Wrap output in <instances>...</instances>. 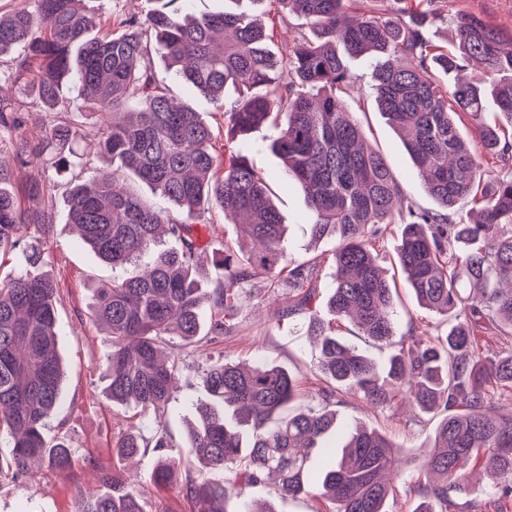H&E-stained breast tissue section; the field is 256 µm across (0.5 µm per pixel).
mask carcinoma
<instances>
[{
  "mask_svg": "<svg viewBox=\"0 0 512 512\" xmlns=\"http://www.w3.org/2000/svg\"><path fill=\"white\" fill-rule=\"evenodd\" d=\"M81 0H28L0 15V145L16 164H50L72 171L67 195L70 223L102 261L132 273L96 290L90 319L112 339L105 367L112 402L161 418L180 370L173 337L190 343L201 335L200 308L213 301L210 336L232 330L230 320L253 298L254 277L272 273L285 255L279 212L265 178L233 143L271 130L268 148L299 183L311 213V235L332 236L336 249L328 317L312 307L320 261L288 270L282 312H308V332L320 343L319 390L324 407H288L296 386L279 365L239 366L224 361L203 373L205 398L186 450L203 468H228L231 486L160 458L155 486H173L196 512H226L229 489L241 495L269 478L288 496H327L335 512H386L401 450L383 434L363 427L347 432L334 464L311 480V455L336 431L330 401L344 394L384 409L407 398L424 413H441L434 441L424 449L419 485L432 507L414 512H459L470 493V474L482 467L498 479L492 500L469 504L475 512H501L512 496V412L495 402L512 400V140L485 119L492 97L512 126V26L478 15L449 14L456 46L444 51L423 36L432 0H412L404 17L391 18L363 0L357 17L350 0H252L275 12L303 17L312 36L274 50L277 24L266 30L245 12L225 10L193 18L188 0H157L141 18H117L112 33L97 35L101 15ZM165 51L169 69L199 95L220 103V135L188 105L172 101V89L154 72L151 52ZM372 57L377 106L398 129L405 148L437 205L424 210L404 197L386 160L368 147L343 97L352 76L345 57ZM484 64L485 78L446 84L440 76L469 59ZM34 86L49 113L48 132L22 131L21 104L4 87ZM232 90L235 97L226 99ZM89 107L104 117L93 139L75 146V118ZM471 123V137L459 121ZM109 159L91 166L92 156ZM508 170L498 175L494 168ZM151 187L177 210L156 208L119 185L125 178ZM10 179L0 165V253L24 246L27 267L0 280V437L12 448L15 480L28 479L31 462L57 469L74 465V450L44 434L61 402L62 363L57 352L60 299L47 273L44 239L55 223L53 196L41 181L29 182L24 204L1 186ZM469 198L480 219L468 223L459 204ZM220 209L245 234L213 254L219 276L198 266L202 242L196 225ZM390 224L401 225L397 262L418 305L450 320L445 336L409 332L382 365L341 343L333 323L350 319L375 344L396 335L394 301L386 272L373 253ZM496 330L500 347L484 353L478 332ZM172 440L160 429L150 438L125 433L112 449L119 460L143 448L162 450ZM83 466L98 470L110 492H80L74 512H144L145 490L121 473L97 469L88 452Z\"/></svg>",
  "mask_w": 512,
  "mask_h": 512,
  "instance_id": "cac0c4a2",
  "label": "carcinoma"
}]
</instances>
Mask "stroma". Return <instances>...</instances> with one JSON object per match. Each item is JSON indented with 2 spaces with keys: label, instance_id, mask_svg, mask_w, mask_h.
<instances>
[{
  "label": "stroma",
  "instance_id": "obj_1",
  "mask_svg": "<svg viewBox=\"0 0 512 512\" xmlns=\"http://www.w3.org/2000/svg\"><path fill=\"white\" fill-rule=\"evenodd\" d=\"M433 9L437 17L426 25L425 35L439 47L452 44L454 32L443 17L457 10L474 13L495 24H512V0H434ZM153 57L158 77L171 84L177 102L191 105L213 127H223L224 119L215 104L189 86L176 82L163 53L154 52ZM346 63L353 76L346 94L353 120L363 128L368 144L390 165L401 193L419 207L434 208L435 203L426 193L401 140L377 109L371 63L362 57L347 58ZM246 154L269 182L273 202L287 226L286 258L280 266V275H287L295 262L322 258L315 306L325 310L334 287L330 257L336 247L335 239H312L311 215L304 195L287 177L280 159L269 150L261 134L252 136ZM55 202L56 222L46 247L51 258L49 271L60 288L57 331L64 378L62 402L48 422L47 433L64 437L76 451L93 453L101 467H114L122 474L136 475L146 484L157 451L151 448L135 460L120 461L113 458L112 449L126 430L139 426L149 436L154 432V425L139 411L114 404L105 397L104 369L111 340L89 317L95 288L126 277L129 270L103 263L82 243L75 227L68 222L63 188H56ZM394 305L397 335L411 330L422 336L447 333V323L420 308L401 277L396 280ZM180 355L182 370L164 427L181 447L186 444L187 424L194 420L197 404L205 394L201 373L206 362L222 359L250 364L263 359L285 368L305 396L317 397L322 386L317 374L319 346L308 336L304 317L282 315L278 304L272 302L244 306L235 319L231 335L224 341L214 343L205 338L185 346ZM334 409L339 431L360 424L379 431L406 452L410 463L395 480L386 508L388 512H413L419 502L416 489L420 483V455L433 439L436 418L405 404L374 410L362 400L348 396L335 403ZM99 486L96 470L79 464L65 470L55 469L44 462L35 480L14 482L9 476L0 477V512H71L78 491H92ZM253 501L270 502L275 512H327L329 508L324 500L309 495L279 497L269 483L248 489L245 496H230L227 508L229 512H245Z\"/></svg>",
  "mask_w": 512,
  "mask_h": 512
}]
</instances>
